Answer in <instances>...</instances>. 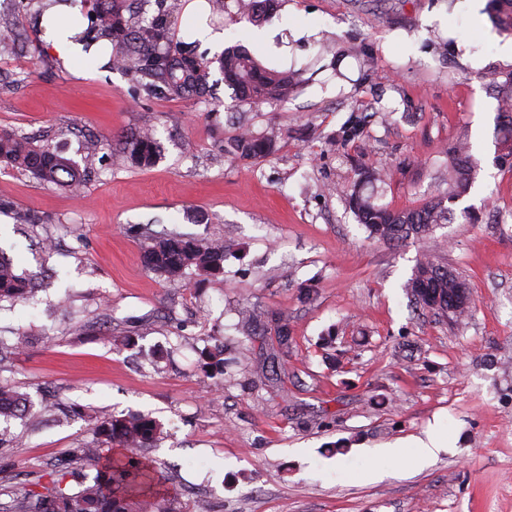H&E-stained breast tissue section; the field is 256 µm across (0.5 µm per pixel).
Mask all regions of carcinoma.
Here are the masks:
<instances>
[{"mask_svg":"<svg viewBox=\"0 0 512 512\" xmlns=\"http://www.w3.org/2000/svg\"><path fill=\"white\" fill-rule=\"evenodd\" d=\"M497 5L496 20L500 31L512 35V0H490ZM277 0H234L233 16L239 21L259 25L275 10ZM95 21L82 33L88 42L102 37L112 43L110 67L162 85L173 96L204 91L209 67L197 54V45L171 38L164 15L136 20L125 16L128 0H95ZM224 84L235 90V100L258 106L284 101L301 85L299 74L278 71L262 64L254 55L235 47L224 49L217 58ZM497 101L498 111L506 121L495 133L497 151L512 156V69L491 74L488 83ZM372 114L351 112L336 133L343 146L362 142ZM118 146L131 166L146 169L160 158V144L154 131L144 129L120 140ZM276 147L273 134L255 136L241 131L224 140V153L242 159L259 160ZM0 162L33 175L44 183L61 189H75L81 174L71 159L13 131L0 130ZM480 170L471 155L468 136L448 148V189L426 200L415 209H396L380 202L377 183L388 174L376 167L360 165L358 178L346 190L349 209L369 236L393 245L408 238L430 237L436 227L448 223L455 202ZM142 258L145 266L170 280L183 277L186 270L204 276L224 271V247L194 239L157 234L146 235ZM404 288L415 304L457 322L468 315L472 305L460 304L458 290L467 288L465 281L448 264L426 253L417 260ZM34 289L33 277L18 273L14 261L0 256V301H20ZM242 327L255 336H274L270 347L261 353L258 373L271 383L281 381L284 358L292 344L288 317L281 312L260 310L245 305L240 308ZM205 371L211 375L224 372V348L205 352ZM27 401L25 394L0 385V416L14 414L13 405ZM161 432V425L140 414H105L96 419V442L75 448L39 483L40 490L25 495L23 512H183L177 495L164 486L152 461L139 457L135 449L151 445ZM80 460L95 469L91 477L78 482L79 489H66L72 461Z\"/></svg>","mask_w":512,"mask_h":512,"instance_id":"carcinoma-1","label":"carcinoma"}]
</instances>
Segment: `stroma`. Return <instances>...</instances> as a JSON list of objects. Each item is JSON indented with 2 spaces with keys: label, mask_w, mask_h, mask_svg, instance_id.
Instances as JSON below:
<instances>
[{
  "label": "stroma",
  "mask_w": 512,
  "mask_h": 512,
  "mask_svg": "<svg viewBox=\"0 0 512 512\" xmlns=\"http://www.w3.org/2000/svg\"><path fill=\"white\" fill-rule=\"evenodd\" d=\"M486 2L282 0L259 27L216 16L220 45L198 43L206 59L239 44L302 74L288 102L255 110L215 66L200 97L91 61L75 77L38 37L42 0H0V129L88 173L69 191L0 164V250L42 281L0 302V385L33 403L28 421H0V512H20L42 474L91 445L96 416L128 412L160 423L142 454L186 512L204 499L212 512H512V159L497 157L486 91L488 73L512 66V37ZM351 42L369 57L341 56ZM355 110L375 115L365 141L330 144ZM146 127L161 147L151 169L86 152ZM243 127L277 132L276 151L225 155ZM464 131L481 169L453 223L429 239H368L342 196L355 161L393 170L385 202L415 208L446 189ZM18 211L38 223H16ZM152 222L223 242V275L148 270L139 229ZM432 249L471 292L463 322L410 306L404 284ZM246 303L288 317L279 386L252 371L265 339L241 331ZM218 342L234 360L212 376L201 357ZM435 423L448 446L429 466L384 460L366 477L369 448Z\"/></svg>",
  "instance_id": "obj_1"
}]
</instances>
